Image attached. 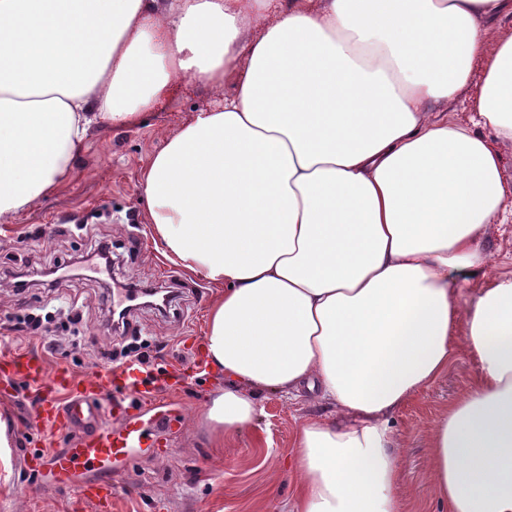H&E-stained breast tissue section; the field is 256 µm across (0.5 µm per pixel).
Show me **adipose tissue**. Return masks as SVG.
I'll use <instances>...</instances> for the list:
<instances>
[{"instance_id": "ef3b65f1", "label": "adipose tissue", "mask_w": 512, "mask_h": 512, "mask_svg": "<svg viewBox=\"0 0 512 512\" xmlns=\"http://www.w3.org/2000/svg\"><path fill=\"white\" fill-rule=\"evenodd\" d=\"M310 2L0 0V220L64 185L91 126L136 122L178 76L235 81L141 176L162 257L215 288L214 447L255 392H311L330 412L295 433L290 512H405L389 417L463 346L479 371L429 432L432 492L512 512V272L465 298L454 278L487 267L512 200L450 116L482 60L473 108L512 141V36L489 31L512 0Z\"/></svg>"}]
</instances>
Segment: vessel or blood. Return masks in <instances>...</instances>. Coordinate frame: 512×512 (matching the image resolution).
Wrapping results in <instances>:
<instances>
[{
    "mask_svg": "<svg viewBox=\"0 0 512 512\" xmlns=\"http://www.w3.org/2000/svg\"><path fill=\"white\" fill-rule=\"evenodd\" d=\"M0 386L35 389L38 414L53 435L75 425L86 428L71 448L49 452L42 440L34 441L30 456L42 484L62 490L80 477L84 488L108 494L129 465L155 461L167 445L164 433L171 419L153 401L160 383L139 362L82 375L65 367L49 369L32 354L12 353L0 357Z\"/></svg>",
    "mask_w": 512,
    "mask_h": 512,
    "instance_id": "obj_1",
    "label": "vessel or blood"
}]
</instances>
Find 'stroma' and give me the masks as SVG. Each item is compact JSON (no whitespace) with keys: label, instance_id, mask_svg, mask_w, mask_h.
Instances as JSON below:
<instances>
[{"label":"stroma","instance_id":"obj_1","mask_svg":"<svg viewBox=\"0 0 512 512\" xmlns=\"http://www.w3.org/2000/svg\"><path fill=\"white\" fill-rule=\"evenodd\" d=\"M484 77V63L475 61L453 118L490 140L493 132L471 106ZM234 92L230 81L219 92L187 78L173 81L161 104L137 122L92 128L63 187L0 223V355L34 353L49 368L63 366L79 374L107 367L106 352H120L124 340L110 329L104 298L111 285L139 282L172 298L171 307L163 312L144 305L134 308L130 328L161 345L158 362L176 376L177 383L156 399L183 412L181 420L171 425L170 455L131 466L105 503L73 489L57 492L38 487L35 472L27 467L37 438L38 394L32 389L0 392V419L8 424L14 459L10 483L0 485V512H289L294 432L324 408L307 395L294 399L277 392L257 393L255 423L231 443L214 447L202 411L224 379L208 369L192 373L191 366L203 345L206 308L215 289L161 260L140 192L143 170L167 139L195 112ZM83 219L111 240L110 273L85 268L49 288L38 281L18 288L6 278V271L35 268L47 260L61 266L77 263L90 247L89 239L74 228ZM480 245L490 255L485 271L455 274L466 294L482 287L489 277L512 270V217L489 225ZM62 297L75 301L83 316L80 330L85 342L69 352L52 351L47 343L48 338L65 337L73 330L68 319L53 314ZM38 311L53 315L45 337L29 339L13 330L16 315ZM477 371L473 355L466 348L457 349L443 376L390 418L401 443V495L407 512H443L428 481L427 434L440 411L464 392Z\"/></svg>","mask_w":512,"mask_h":512}]
</instances>
